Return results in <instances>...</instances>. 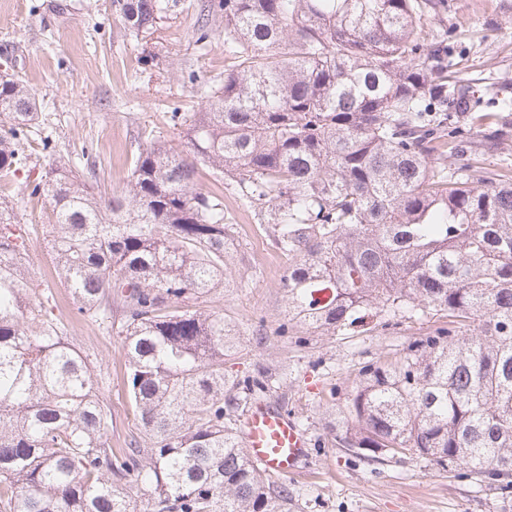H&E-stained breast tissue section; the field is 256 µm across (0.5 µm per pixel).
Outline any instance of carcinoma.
Returning <instances> with one entry per match:
<instances>
[{
  "label": "carcinoma",
  "mask_w": 512,
  "mask_h": 512,
  "mask_svg": "<svg viewBox=\"0 0 512 512\" xmlns=\"http://www.w3.org/2000/svg\"><path fill=\"white\" fill-rule=\"evenodd\" d=\"M124 28L154 29L166 0H115ZM224 82L174 112L187 144L153 138L119 195L73 160L0 196V512H291L288 486L246 458L239 412L264 373L224 375L235 335L202 307L224 285L227 176L269 213L288 257V316L326 335L371 314L448 315L393 363L372 362L348 397L338 444L378 461L418 457L512 489V165L463 162L470 100L448 30L427 42L437 0H218ZM35 94L0 80V176L29 161ZM446 147L432 164L436 142ZM46 225L76 314L121 336L139 435L107 441L94 367L22 270L26 204Z\"/></svg>",
  "instance_id": "cac0c4a2"
}]
</instances>
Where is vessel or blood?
Masks as SVG:
<instances>
[{
    "label": "vessel or blood",
    "mask_w": 512,
    "mask_h": 512,
    "mask_svg": "<svg viewBox=\"0 0 512 512\" xmlns=\"http://www.w3.org/2000/svg\"><path fill=\"white\" fill-rule=\"evenodd\" d=\"M240 434L249 461L268 473L291 475L307 455L308 442L295 420L265 402L247 411Z\"/></svg>",
    "instance_id": "b4317fda"
}]
</instances>
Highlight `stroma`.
<instances>
[{
	"mask_svg": "<svg viewBox=\"0 0 512 512\" xmlns=\"http://www.w3.org/2000/svg\"><path fill=\"white\" fill-rule=\"evenodd\" d=\"M205 0H173L156 29L131 36L112 0H5L0 6V74L21 76L36 93L40 118L31 135L28 165L9 184L19 190L40 178L58 157L89 153L98 185L120 193L131 163L151 138L173 137L172 112H196L205 104L206 84L224 76V19L202 18ZM438 23L424 36L449 29L462 75L474 79L478 112L471 125V163L497 170L512 158V124L495 118L492 96L512 98V0H445ZM211 34L198 43L196 29ZM495 144H487L488 133ZM50 148H43L42 138ZM204 190L223 196L234 234L223 288L211 292L208 309L222 313L237 331L224 353L226 376L263 369L277 383L266 400L299 422L308 456L298 475L285 483L295 497L293 512H512V494L494 485L421 458L373 462L338 446L347 397L366 362L388 363L410 341L446 326L442 315L402 319L386 330L323 336L289 320L284 279L288 260L244 205L237 184L215 181L202 171ZM48 201L28 205L21 222L23 269L50 289L54 314L75 345L93 354L103 372L101 393L112 407L108 442L122 448L138 432L124 387L126 355L119 336L75 317L70 294L55 272L51 245L39 230L49 223Z\"/></svg>",
	"mask_w": 512,
	"mask_h": 512,
	"instance_id": "obj_1",
	"label": "stroma"
}]
</instances>
